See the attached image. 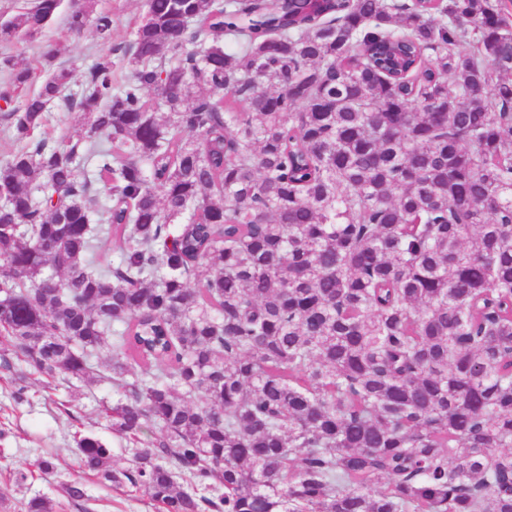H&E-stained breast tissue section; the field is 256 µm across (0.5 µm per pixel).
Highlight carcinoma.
Returning <instances> with one entry per match:
<instances>
[{"label": "carcinoma", "mask_w": 512, "mask_h": 512, "mask_svg": "<svg viewBox=\"0 0 512 512\" xmlns=\"http://www.w3.org/2000/svg\"><path fill=\"white\" fill-rule=\"evenodd\" d=\"M97 2L68 29L108 43ZM112 54L78 139L72 72L0 59V359L112 383L132 465L86 431L85 469L164 512H512V0H147ZM10 108L0 101V160H5L10 154L20 150L25 143L18 142L14 137L11 120L7 119ZM48 130L54 132L56 136L66 135L77 138L83 136L86 127L82 124L77 109H71L64 103L57 101L51 104L49 108Z\"/></svg>", "instance_id": "obj_1"}]
</instances>
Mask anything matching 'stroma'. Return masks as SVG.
<instances>
[{"instance_id":"stroma-1","label":"stroma","mask_w":512,"mask_h":512,"mask_svg":"<svg viewBox=\"0 0 512 512\" xmlns=\"http://www.w3.org/2000/svg\"><path fill=\"white\" fill-rule=\"evenodd\" d=\"M79 0H62L48 26L32 39L0 42V57L11 55L17 61L31 63L38 76H46L59 67L73 69L76 75L70 87L81 95V79L89 66L103 55L105 47L93 28L69 32L67 17ZM99 9L112 15V43L128 46L136 22L146 10V0H99ZM26 392L15 400L17 386L12 372L0 368V512H26L30 498H49L54 512H162L159 505L130 488H115L84 469L76 451L79 433L93 431L112 449L115 467L131 463L129 445L112 433L100 416L103 405L113 399L108 383L48 388L43 377L25 369ZM46 457L55 471L44 474L33 470L35 459ZM29 469L23 486H15L13 473ZM78 480L86 497L71 500L63 490L65 483Z\"/></svg>"}]
</instances>
